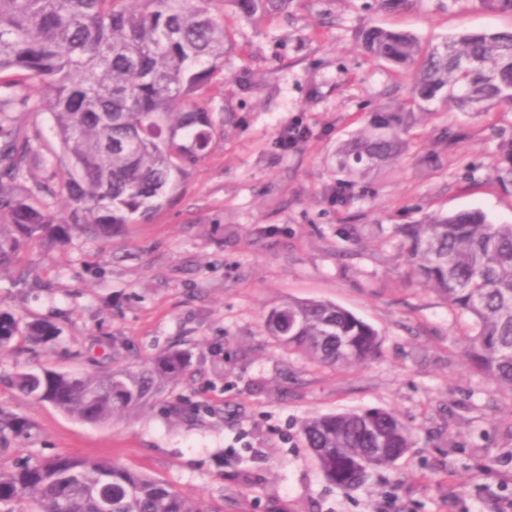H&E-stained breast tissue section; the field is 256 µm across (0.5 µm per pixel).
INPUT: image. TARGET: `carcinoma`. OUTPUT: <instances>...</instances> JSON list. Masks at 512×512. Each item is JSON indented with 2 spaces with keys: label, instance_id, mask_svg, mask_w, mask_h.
<instances>
[{
  "label": "carcinoma",
  "instance_id": "obj_1",
  "mask_svg": "<svg viewBox=\"0 0 512 512\" xmlns=\"http://www.w3.org/2000/svg\"><path fill=\"white\" fill-rule=\"evenodd\" d=\"M230 2L258 22L287 12L291 0ZM360 42L372 58L412 72L411 93L423 101H451L462 112L512 108V30L457 33L424 46L411 33L369 27ZM232 52L224 0H0V116L18 106L48 115L57 142L50 163L60 171L50 186L23 187L25 172L43 160L36 123L0 150V270L50 235L60 242L110 237L158 211L233 121L206 100ZM415 123L403 102L377 110L336 149V173L355 182L398 161ZM49 196L63 199L67 212L51 210ZM394 233L405 241L410 276L471 318L469 363L512 397V224L467 211L398 224ZM264 329L288 351L336 369L362 365L379 349L372 326L328 302L288 300L268 312ZM60 333L51 321L23 324L0 312L1 351L18 336L45 345ZM190 360L189 351L172 347L137 368H30L13 383L102 425L146 405ZM26 428L0 419V440ZM301 432L326 478L346 489L412 445L408 428L385 410L314 416ZM24 498L35 505L31 512H212L109 459L69 455L0 467V512H14Z\"/></svg>",
  "mask_w": 512,
  "mask_h": 512
}]
</instances>
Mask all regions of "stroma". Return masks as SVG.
Masks as SVG:
<instances>
[{
	"label": "stroma",
	"instance_id": "35a3bbf8",
	"mask_svg": "<svg viewBox=\"0 0 512 512\" xmlns=\"http://www.w3.org/2000/svg\"><path fill=\"white\" fill-rule=\"evenodd\" d=\"M235 49L212 104L234 121L150 221L105 242L76 235L23 250L0 271V311L56 323L52 349L0 355V412L26 419L0 466L57 455L108 458L218 512H498L512 493V398L463 356L469 318L405 279L398 224L479 210L512 224L500 145L512 109L459 112L411 101L409 77L367 56L359 32L422 43L512 29L481 0H292L258 24L224 10ZM422 119L401 159L347 185L334 154L375 108ZM298 125L285 151L275 137ZM287 300L335 303L379 334L377 355L335 371L278 345L262 325ZM192 364L147 405L92 425L9 383L18 369L139 366L169 347ZM383 409L413 445L358 487L329 482L308 448L312 416Z\"/></svg>",
	"mask_w": 512,
	"mask_h": 512
}]
</instances>
